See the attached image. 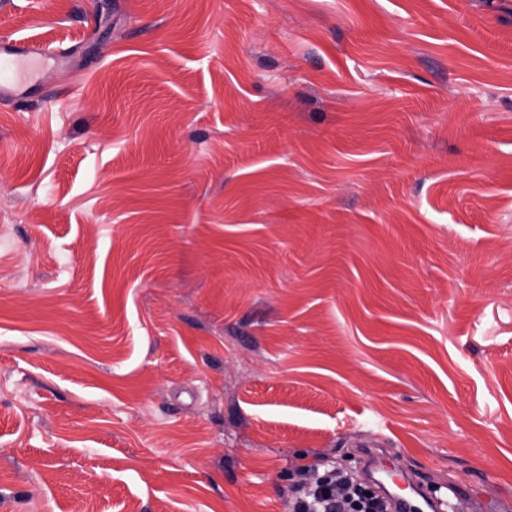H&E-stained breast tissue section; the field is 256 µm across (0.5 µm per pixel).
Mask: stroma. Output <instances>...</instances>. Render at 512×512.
Segmentation results:
<instances>
[{"mask_svg":"<svg viewBox=\"0 0 512 512\" xmlns=\"http://www.w3.org/2000/svg\"><path fill=\"white\" fill-rule=\"evenodd\" d=\"M0 512H289L386 449L512 500V0H0ZM54 52L43 48H28L15 44L0 45V98L10 96L29 83L34 68L52 59Z\"/></svg>","mask_w":512,"mask_h":512,"instance_id":"35a3bbf8","label":"stroma"}]
</instances>
